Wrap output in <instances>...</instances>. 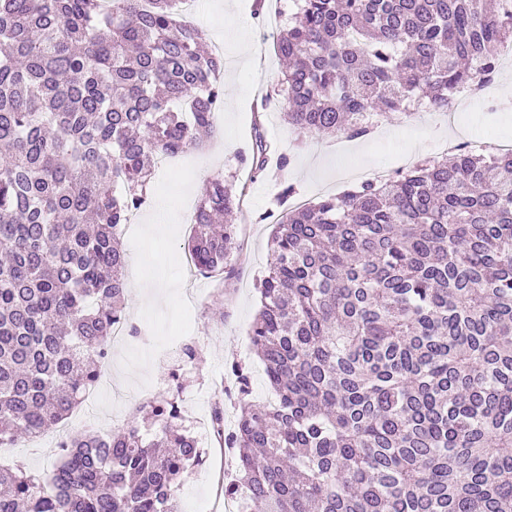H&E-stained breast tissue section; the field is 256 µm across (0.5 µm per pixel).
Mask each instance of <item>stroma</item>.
I'll list each match as a JSON object with an SVG mask.
<instances>
[{
    "label": "stroma",
    "instance_id": "35a3bbf8",
    "mask_svg": "<svg viewBox=\"0 0 512 512\" xmlns=\"http://www.w3.org/2000/svg\"><path fill=\"white\" fill-rule=\"evenodd\" d=\"M292 0H198V25L206 34L219 36L223 67L217 80L224 87L217 133L202 149L180 154L171 168L155 170L151 202L186 199L197 205L210 178H234L245 195L237 215L238 247L224 272L191 273L186 259L191 234L183 220L152 232L124 236L128 256L125 269V312L138 337L111 344L113 385L134 391L139 400L165 393L171 375L183 385L181 406L184 426L205 448L206 462L183 475L176 487L181 512H225L224 482L235 460L219 447L208 430L210 411L220 386L232 384V364H242L249 377V399L273 401L264 367L251 351L249 331L259 308L257 284L268 264L272 221L279 182L295 185L300 199L315 202L354 186L343 169L369 170L398 161L416 163L439 156L438 140L447 138V116L419 112L406 118L395 114L381 119L367 140L336 141L308 137L285 120L279 99L262 105L280 75L281 63L274 42L284 25ZM461 124L473 129L474 138L497 135L512 142V107L498 111L472 110L459 115ZM262 131L276 154L290 157L281 172L251 179L240 154L250 151L255 131ZM194 331L193 342L201 361L185 364L178 351L169 350L168 339L182 325ZM138 403H118L111 392H101L85 412L70 415L53 430L0 450V463L20 464L30 473L45 476L56 459L55 444L61 433L109 434L139 416Z\"/></svg>",
    "mask_w": 512,
    "mask_h": 512
}]
</instances>
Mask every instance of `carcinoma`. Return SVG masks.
<instances>
[{"label": "carcinoma", "mask_w": 512, "mask_h": 512, "mask_svg": "<svg viewBox=\"0 0 512 512\" xmlns=\"http://www.w3.org/2000/svg\"><path fill=\"white\" fill-rule=\"evenodd\" d=\"M178 0H0V447L67 418L123 324V227L160 153L209 141L224 89ZM276 38L301 134L446 107L512 41V0H294ZM251 171L264 176L266 145ZM282 216L250 344L275 400L224 407L239 512H512V153L464 148ZM236 188L217 176L188 253L224 269ZM154 439L71 435L49 479L0 466V512H179L205 451L151 402Z\"/></svg>", "instance_id": "1"}]
</instances>
